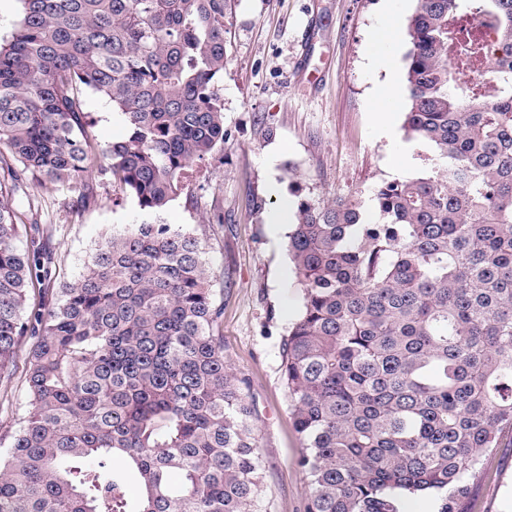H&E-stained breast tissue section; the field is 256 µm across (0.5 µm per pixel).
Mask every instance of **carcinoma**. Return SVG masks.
Returning <instances> with one entry per match:
<instances>
[{
    "label": "carcinoma",
    "instance_id": "obj_1",
    "mask_svg": "<svg viewBox=\"0 0 512 512\" xmlns=\"http://www.w3.org/2000/svg\"><path fill=\"white\" fill-rule=\"evenodd\" d=\"M21 2L0 43V383L31 344L0 512H129L130 471L137 512H255L252 410L200 239L127 224L54 290V254L36 224L21 249L12 207L31 177L91 204L101 162L143 213L174 201L224 145L229 0ZM408 36L404 130L435 163L377 186L375 223L359 200H304L288 235L303 309L281 360L305 512H463L512 436V0H416ZM88 91L124 140L88 131Z\"/></svg>",
    "mask_w": 512,
    "mask_h": 512
}]
</instances>
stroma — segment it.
Masks as SVG:
<instances>
[{
	"label": "stroma",
	"instance_id": "1",
	"mask_svg": "<svg viewBox=\"0 0 512 512\" xmlns=\"http://www.w3.org/2000/svg\"><path fill=\"white\" fill-rule=\"evenodd\" d=\"M224 20L227 60L220 80L224 145L195 165L185 190L155 216L195 233L205 247L217 299L224 305V359L247 383L251 423L263 461L256 512H304V479L297 465L301 439L291 418L280 348L302 309L287 236L268 224L284 201L305 197L369 201L383 182L427 166L431 149L408 139L405 111L389 130L375 120V101L401 81L409 49L406 34L415 0H230ZM397 41L388 74L369 67L379 30ZM85 122L100 145L123 133L111 103L84 96ZM95 202L83 207L71 185L30 182L17 195L24 224H41L55 253L58 282L84 272L102 237L143 215L106 168L94 171ZM28 345H21L13 376L0 383V424L12 427L20 406ZM464 512H512V439L487 458L481 483Z\"/></svg>",
	"mask_w": 512,
	"mask_h": 512
}]
</instances>
